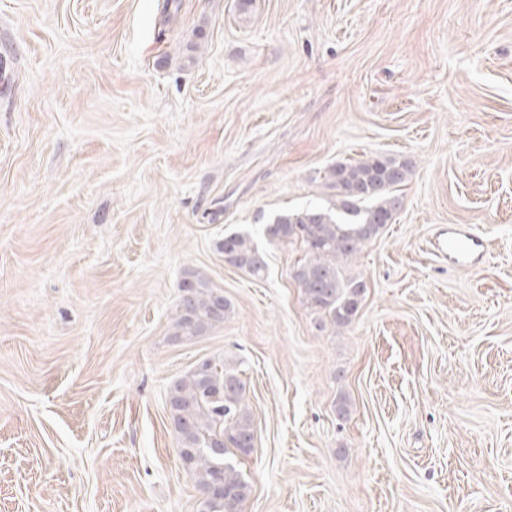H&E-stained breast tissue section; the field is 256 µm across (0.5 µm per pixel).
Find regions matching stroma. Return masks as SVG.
I'll list each match as a JSON object with an SVG mask.
<instances>
[{"mask_svg": "<svg viewBox=\"0 0 512 512\" xmlns=\"http://www.w3.org/2000/svg\"><path fill=\"white\" fill-rule=\"evenodd\" d=\"M372 155L402 206L321 331L264 228ZM187 269L232 312L178 341ZM208 358L250 388L242 512H512V0H0V512H199L166 395ZM430 246L441 254L461 264L478 268L485 255L484 239L470 231L463 229L450 230L447 233L438 234ZM216 248L224 256L228 254L237 269L246 272L254 278L264 276L267 263L264 255L253 243L249 235L239 232L229 233L224 235V239L217 243Z\"/></svg>", "mask_w": 512, "mask_h": 512, "instance_id": "obj_1", "label": "stroma"}]
</instances>
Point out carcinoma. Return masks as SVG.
Returning <instances> with one entry per match:
<instances>
[{
  "label": "carcinoma",
  "mask_w": 512,
  "mask_h": 512,
  "mask_svg": "<svg viewBox=\"0 0 512 512\" xmlns=\"http://www.w3.org/2000/svg\"><path fill=\"white\" fill-rule=\"evenodd\" d=\"M411 171L410 163L395 157L372 156L340 162L324 175L334 201L285 211L267 225V235L279 242L296 241L304 257L294 268L295 280L316 314L320 329L326 324L346 327L357 316V302L366 283L344 274L341 263L358 254L381 234L401 206L396 188ZM217 251L230 256L236 268L254 278L264 276L267 263L250 236H224ZM181 299L172 336L191 339L224 324L231 304L204 274L187 270L181 280ZM243 372L222 359L207 360L174 382L167 406L178 440V455L201 490L211 494L200 502V512H242L249 485L232 462L254 447V427L248 408Z\"/></svg>",
  "instance_id": "cac0c4a2"
}]
</instances>
